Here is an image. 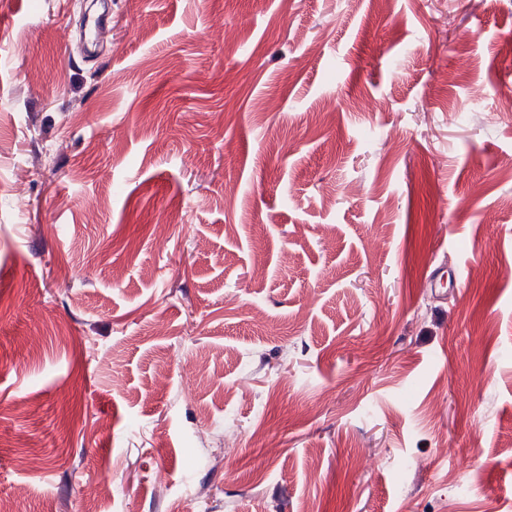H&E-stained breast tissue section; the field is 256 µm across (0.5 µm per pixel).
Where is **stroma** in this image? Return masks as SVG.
Masks as SVG:
<instances>
[{"instance_id": "35a3bbf8", "label": "stroma", "mask_w": 512, "mask_h": 512, "mask_svg": "<svg viewBox=\"0 0 512 512\" xmlns=\"http://www.w3.org/2000/svg\"><path fill=\"white\" fill-rule=\"evenodd\" d=\"M78 20L0 0L14 512H512V0Z\"/></svg>"}]
</instances>
